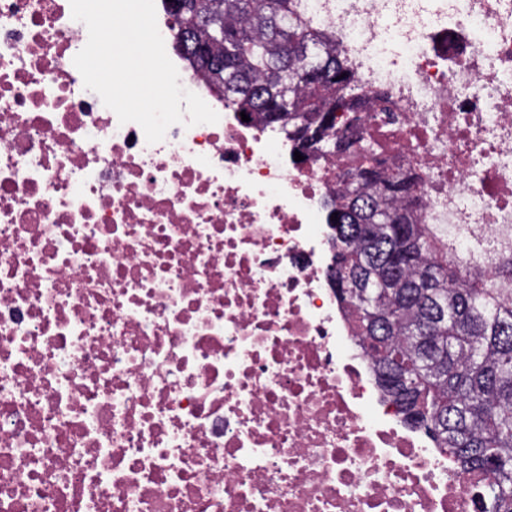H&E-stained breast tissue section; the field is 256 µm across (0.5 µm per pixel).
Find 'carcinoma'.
<instances>
[{"label":"carcinoma","instance_id":"carcinoma-1","mask_svg":"<svg viewBox=\"0 0 512 512\" xmlns=\"http://www.w3.org/2000/svg\"><path fill=\"white\" fill-rule=\"evenodd\" d=\"M169 17L186 60L208 49L212 64L198 72L226 106L278 126L305 162L351 148L336 113L362 122L361 88L334 36L309 27L295 0H181ZM356 170L326 201L354 336L404 420L487 476L493 512H512V296L440 254L409 208L411 171L382 169L368 143Z\"/></svg>","mask_w":512,"mask_h":512}]
</instances>
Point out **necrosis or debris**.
<instances>
[{
  "instance_id": "4bbe7bcc",
  "label": "necrosis or debris",
  "mask_w": 512,
  "mask_h": 512,
  "mask_svg": "<svg viewBox=\"0 0 512 512\" xmlns=\"http://www.w3.org/2000/svg\"><path fill=\"white\" fill-rule=\"evenodd\" d=\"M381 92L360 134L512 293V0H298ZM69 0H0V512H489L381 392L328 269L331 169L219 115L150 144Z\"/></svg>"
}]
</instances>
